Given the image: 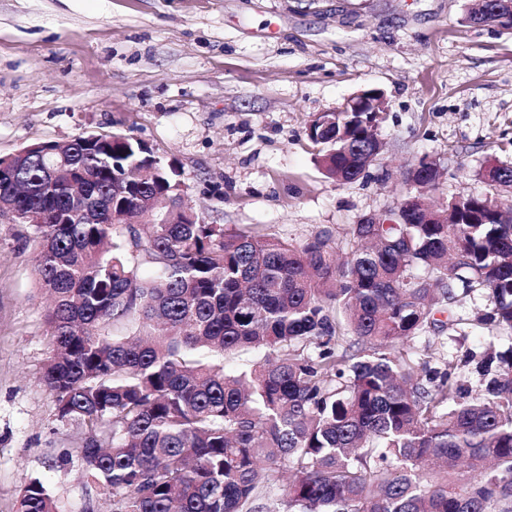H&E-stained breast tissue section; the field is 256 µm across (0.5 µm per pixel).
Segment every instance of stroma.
I'll use <instances>...</instances> for the list:
<instances>
[{
    "instance_id": "35a3bbf8",
    "label": "stroma",
    "mask_w": 512,
    "mask_h": 512,
    "mask_svg": "<svg viewBox=\"0 0 512 512\" xmlns=\"http://www.w3.org/2000/svg\"><path fill=\"white\" fill-rule=\"evenodd\" d=\"M474 0H0V156L120 133L175 162L184 203L229 230L304 242L396 208L434 162L429 201L483 196L512 165V30ZM382 92L366 177L327 176L313 117ZM32 231L0 223V512L44 479L58 512H111L77 461L85 429L42 376L48 302Z\"/></svg>"
}]
</instances>
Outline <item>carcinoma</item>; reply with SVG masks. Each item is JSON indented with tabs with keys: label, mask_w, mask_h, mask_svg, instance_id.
Returning <instances> with one entry per match:
<instances>
[{
	"label": "carcinoma",
	"mask_w": 512,
	"mask_h": 512,
	"mask_svg": "<svg viewBox=\"0 0 512 512\" xmlns=\"http://www.w3.org/2000/svg\"><path fill=\"white\" fill-rule=\"evenodd\" d=\"M475 24L512 28L505 0ZM374 112H324L326 174L364 177ZM512 189V166L484 170ZM422 160L395 209L294 243L184 209L176 169L114 134L35 142L0 169V207L32 224L58 417L87 429L86 477L112 512H512V213L487 196L424 206ZM489 290L493 329L465 386L426 334ZM262 358L224 369V355ZM17 512H57L33 479Z\"/></svg>",
	"instance_id": "obj_1"
}]
</instances>
